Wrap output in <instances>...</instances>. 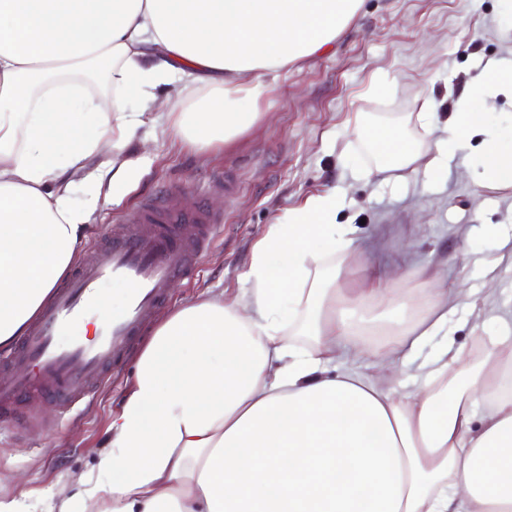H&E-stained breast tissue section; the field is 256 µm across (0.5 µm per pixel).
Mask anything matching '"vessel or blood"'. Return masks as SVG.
Listing matches in <instances>:
<instances>
[{
	"label": "vessel or blood",
	"mask_w": 512,
	"mask_h": 512,
	"mask_svg": "<svg viewBox=\"0 0 512 512\" xmlns=\"http://www.w3.org/2000/svg\"><path fill=\"white\" fill-rule=\"evenodd\" d=\"M182 193L172 186L112 225L55 288L17 349L0 356L1 426L19 423L20 404L35 393L54 398L67 413L91 397L165 305L170 282L205 255L222 219L202 206L184 209ZM107 282L121 287L122 302L95 340L61 344L60 335L99 307Z\"/></svg>",
	"instance_id": "1"
}]
</instances>
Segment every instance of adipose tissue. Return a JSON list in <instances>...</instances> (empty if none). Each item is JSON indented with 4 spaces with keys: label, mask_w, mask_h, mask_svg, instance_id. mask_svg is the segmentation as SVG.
<instances>
[{
    "label": "adipose tissue",
    "mask_w": 512,
    "mask_h": 512,
    "mask_svg": "<svg viewBox=\"0 0 512 512\" xmlns=\"http://www.w3.org/2000/svg\"><path fill=\"white\" fill-rule=\"evenodd\" d=\"M362 0H0V348L25 334L75 261L97 209L72 174L131 166L139 124L101 108L84 81L151 97L192 67L211 91L167 131L198 150L255 118L268 74L335 43ZM512 97V59L455 102L444 136L408 141L362 122L393 168L439 174L472 137L478 182L512 184V145L484 110ZM339 191L309 198L257 245L234 300L174 309L135 363L108 440L49 512H512V336L482 360L448 339L451 298L422 269L400 293L374 262L348 261L356 228ZM333 271L312 269L323 254ZM357 287H344L349 276ZM297 324L307 346L287 342ZM437 336L441 350L421 359ZM408 373L395 384L393 372Z\"/></svg>",
    "instance_id": "1"
}]
</instances>
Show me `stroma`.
I'll use <instances>...</instances> for the list:
<instances>
[{"instance_id":"1","label":"stroma","mask_w":512,"mask_h":512,"mask_svg":"<svg viewBox=\"0 0 512 512\" xmlns=\"http://www.w3.org/2000/svg\"><path fill=\"white\" fill-rule=\"evenodd\" d=\"M511 57L512 18L502 0H363L336 44L269 77V94L252 106L255 119L220 150L199 151L164 134L156 122L162 112L193 111L207 87L181 96L177 84L162 85L146 107L136 95L125 96L126 110L140 120L127 150L134 164L122 184L103 185L83 248L91 250L143 197L169 185L185 186L186 208L206 201L223 224L192 274L170 288L159 311L164 317L213 293L235 296L270 226L308 198L337 188L344 198L337 223L357 227L352 264L386 266L396 289L404 264L413 261L439 275L457 294L448 329L456 345L474 349L478 339L501 333L496 311L512 309V262L502 261L491 273L485 268L500 236L512 233V186L479 187L472 163L461 156L440 177L383 171L353 126L367 115L404 126L411 141L426 139L409 113L432 100L448 118L453 95L488 61ZM217 176L228 177L234 193H208ZM471 292L492 300L472 311ZM150 335L143 330L91 401L67 421H60L52 400L24 401L22 413L39 424L0 429L1 498L24 493L44 506L52 491L92 470L112 411L132 382L136 353Z\"/></svg>"}]
</instances>
